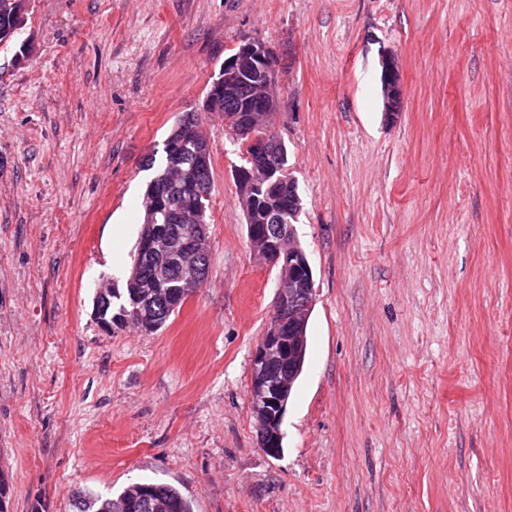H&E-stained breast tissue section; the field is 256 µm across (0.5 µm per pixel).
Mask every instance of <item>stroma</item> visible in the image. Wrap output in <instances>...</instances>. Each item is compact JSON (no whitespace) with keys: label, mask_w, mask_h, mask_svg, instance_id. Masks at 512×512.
Returning <instances> with one entry per match:
<instances>
[{"label":"stroma","mask_w":512,"mask_h":512,"mask_svg":"<svg viewBox=\"0 0 512 512\" xmlns=\"http://www.w3.org/2000/svg\"><path fill=\"white\" fill-rule=\"evenodd\" d=\"M252 38L278 56L315 289L276 458L249 384L277 270L202 109ZM18 39L25 59L0 46L9 512L146 480L193 512H512V0H28ZM188 112L211 151L209 276L156 334L105 330L94 300L125 286L146 161ZM381 81L385 103V114L393 117L400 111V105L403 97V87L401 84L398 63L394 56H382Z\"/></svg>","instance_id":"obj_1"}]
</instances>
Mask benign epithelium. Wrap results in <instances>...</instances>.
<instances>
[{"instance_id":"1","label":"benign epithelium","mask_w":512,"mask_h":512,"mask_svg":"<svg viewBox=\"0 0 512 512\" xmlns=\"http://www.w3.org/2000/svg\"><path fill=\"white\" fill-rule=\"evenodd\" d=\"M381 81L385 112L393 117L403 97L398 63L394 56H382ZM280 80L274 48L259 39L245 40L224 60L220 78L205 99V110L214 109L216 94H224V108L234 113L225 126L235 140L251 149V167L237 170L240 193L255 197L256 172L273 174L282 169L279 156L283 143L272 128L279 99ZM244 115H239V112ZM209 144H194L193 170H209ZM208 236V225L197 224L192 235L170 249V260H157V236H143L137 261L151 268L146 289L170 281L174 266L199 268L203 257L197 252L200 237ZM248 241L252 251L278 268V287L268 324L252 357L249 401L259 447L271 456L282 448L281 424L288 405V391L301 368L305 325L315 300L312 271L298 245L290 224H250Z\"/></svg>"}]
</instances>
